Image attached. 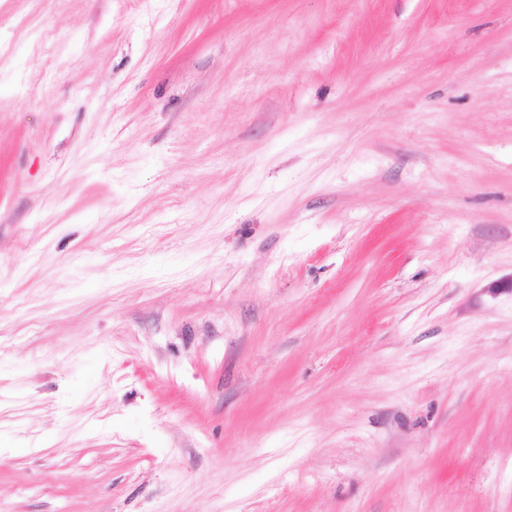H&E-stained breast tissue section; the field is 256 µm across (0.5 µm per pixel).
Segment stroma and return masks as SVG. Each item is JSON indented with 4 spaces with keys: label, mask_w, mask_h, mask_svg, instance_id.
<instances>
[{
    "label": "stroma",
    "mask_w": 512,
    "mask_h": 512,
    "mask_svg": "<svg viewBox=\"0 0 512 512\" xmlns=\"http://www.w3.org/2000/svg\"><path fill=\"white\" fill-rule=\"evenodd\" d=\"M0 512H512V0H0Z\"/></svg>",
    "instance_id": "obj_1"
}]
</instances>
